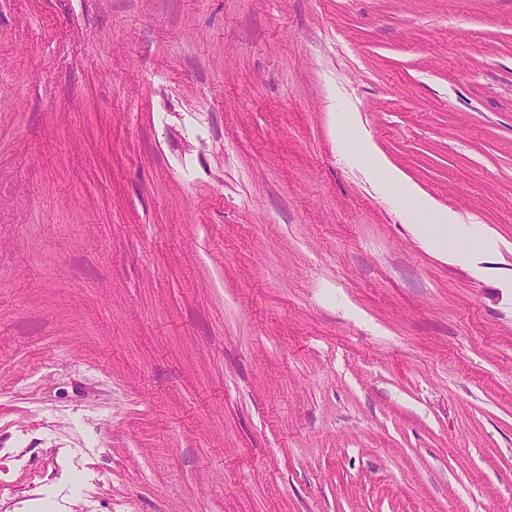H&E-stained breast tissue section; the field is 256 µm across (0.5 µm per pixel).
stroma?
<instances>
[{"mask_svg":"<svg viewBox=\"0 0 512 512\" xmlns=\"http://www.w3.org/2000/svg\"><path fill=\"white\" fill-rule=\"evenodd\" d=\"M0 512H512V0H0ZM367 159L372 171L382 175L384 182L394 194L412 202L413 212L423 217L424 224H419L420 231L438 248L448 252L449 245L454 256L463 258L479 245V242L470 238L459 224H455L452 215L436 210L428 200L418 195L397 171L386 167L378 156L369 153Z\"/></svg>","mask_w":512,"mask_h":512,"instance_id":"stroma-1","label":"stroma"}]
</instances>
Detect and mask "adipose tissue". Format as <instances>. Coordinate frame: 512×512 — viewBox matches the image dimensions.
Returning a JSON list of instances; mask_svg holds the SVG:
<instances>
[{
  "label": "adipose tissue",
  "instance_id": "obj_1",
  "mask_svg": "<svg viewBox=\"0 0 512 512\" xmlns=\"http://www.w3.org/2000/svg\"><path fill=\"white\" fill-rule=\"evenodd\" d=\"M368 161L372 171L382 175L384 182L394 194L411 201L414 213L423 218L420 226L422 234L428 236L438 248L451 249L454 256L463 258L476 247V239L470 238L460 225L456 224L452 215L436 210L428 200L418 195L397 171L386 167L376 155H369Z\"/></svg>",
  "mask_w": 512,
  "mask_h": 512
}]
</instances>
